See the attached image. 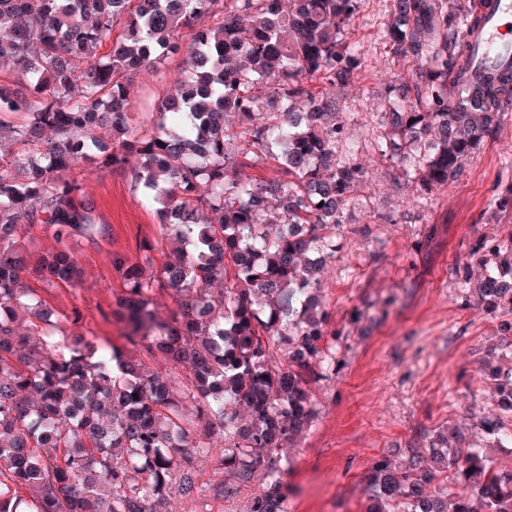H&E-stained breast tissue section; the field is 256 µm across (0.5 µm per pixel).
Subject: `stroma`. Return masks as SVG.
<instances>
[{"label": "stroma", "mask_w": 512, "mask_h": 512, "mask_svg": "<svg viewBox=\"0 0 512 512\" xmlns=\"http://www.w3.org/2000/svg\"><path fill=\"white\" fill-rule=\"evenodd\" d=\"M390 6L363 0L348 27L362 72L334 92L365 175L342 215L340 249L323 292L334 333L327 346L332 368L312 386L315 421L284 453L288 512H364L362 478L378 460L406 464L412 452L427 450L433 431L446 427L486 447L476 425L483 416L512 428V412L499 405L485 367L490 358H512L499 339L502 315L464 285L475 264L474 240L512 230V211L491 206L512 190V116L445 191L423 189L401 159L382 156L381 122L394 106L386 87L391 76L414 67L411 59L392 58L378 35ZM86 184L110 235L78 243L82 288H50L40 296L61 312L78 310L75 331L120 344L123 325L111 310L121 282L109 256L136 255L144 241L159 239L157 206L126 174L97 166ZM197 464L205 491L189 503L171 499L168 512H246L249 494L223 503L208 489L224 478L219 455Z\"/></svg>", "instance_id": "1"}]
</instances>
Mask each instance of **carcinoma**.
Wrapping results in <instances>:
<instances>
[{"label":"carcinoma","instance_id":"obj_1","mask_svg":"<svg viewBox=\"0 0 512 512\" xmlns=\"http://www.w3.org/2000/svg\"><path fill=\"white\" fill-rule=\"evenodd\" d=\"M363 0H0V512H157L199 494L197 455L216 453L248 512H287L282 448L316 412L326 371L327 313L318 300L336 228L364 175L336 154L343 125L318 91L361 73L347 27ZM492 0H391L381 28L411 73L390 92L382 152L410 159L423 187L446 190L512 112V62L480 69L471 37ZM188 56L161 89L151 121L132 123V77ZM238 116L234 139L224 114ZM267 159L277 176L237 168ZM129 172L161 205L154 257L114 253L113 305L125 343L70 334L24 283L82 284L75 244L107 234L81 164ZM50 232L33 253L29 231ZM473 290L512 306V230L479 238ZM166 292L178 310L155 306ZM170 369L159 372L152 364ZM512 403V368L492 376ZM498 448L512 434L481 421ZM363 477L366 512H512V468L448 447ZM23 490L25 496L18 495Z\"/></svg>","mask_w":512,"mask_h":512}]
</instances>
